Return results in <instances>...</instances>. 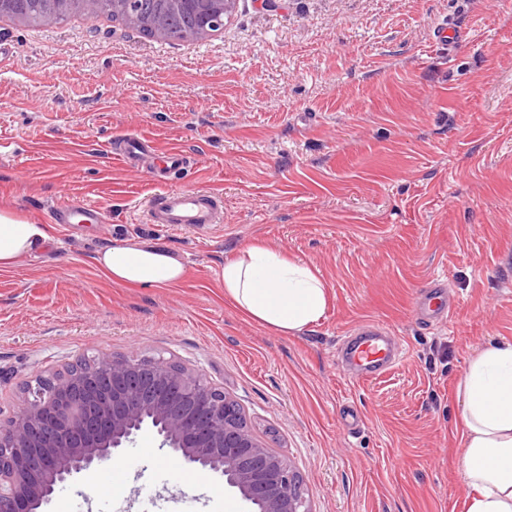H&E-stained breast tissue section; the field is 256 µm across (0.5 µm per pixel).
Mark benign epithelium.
Wrapping results in <instances>:
<instances>
[{"label":"benign epithelium","mask_w":512,"mask_h":512,"mask_svg":"<svg viewBox=\"0 0 512 512\" xmlns=\"http://www.w3.org/2000/svg\"><path fill=\"white\" fill-rule=\"evenodd\" d=\"M28 382L0 417V512H41L76 475L119 459L145 430L190 467L237 489L250 512H310L302 478L262 445L234 399L165 358L100 352Z\"/></svg>","instance_id":"1"}]
</instances>
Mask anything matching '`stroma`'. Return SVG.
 Instances as JSON below:
<instances>
[{
	"mask_svg": "<svg viewBox=\"0 0 512 512\" xmlns=\"http://www.w3.org/2000/svg\"><path fill=\"white\" fill-rule=\"evenodd\" d=\"M446 24L468 31L452 50L435 35ZM132 136L184 150L187 169L161 183L105 160ZM1 140L0 209L51 240L0 270V406L86 355L161 356L241 405L312 512H464L455 386L475 353L512 342V0H236L222 30L186 42L104 16L0 18ZM164 186L221 193L223 223H142ZM72 200L106 224L52 223ZM131 238L181 256L184 280L108 281L95 252ZM256 240L322 278L319 323L280 334L225 301L221 268ZM438 275L454 313L418 324L413 298ZM366 321L406 356L358 382L343 341ZM169 455L143 433L47 510L247 512L220 479L186 491Z\"/></svg>",
	"mask_w": 512,
	"mask_h": 512,
	"instance_id": "stroma-1",
	"label": "stroma"
}]
</instances>
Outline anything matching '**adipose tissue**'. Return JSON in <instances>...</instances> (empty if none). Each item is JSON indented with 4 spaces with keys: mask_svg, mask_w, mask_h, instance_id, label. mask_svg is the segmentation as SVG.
Returning a JSON list of instances; mask_svg holds the SVG:
<instances>
[{
    "mask_svg": "<svg viewBox=\"0 0 512 512\" xmlns=\"http://www.w3.org/2000/svg\"><path fill=\"white\" fill-rule=\"evenodd\" d=\"M50 239L47 225L0 209V270L19 267ZM95 262L113 284L159 288L181 282L180 256L154 243L128 239L98 251ZM224 298L253 322L296 334L320 322L328 306L324 282L306 264L260 242L225 262ZM461 404L460 465L468 493L465 512H512V342L472 356L456 386Z\"/></svg>",
    "mask_w": 512,
    "mask_h": 512,
    "instance_id": "obj_1",
    "label": "adipose tissue"
}]
</instances>
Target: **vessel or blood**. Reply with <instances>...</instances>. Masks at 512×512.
Listing matches in <instances>:
<instances>
[{
  "label": "vessel or blood",
  "mask_w": 512,
  "mask_h": 512,
  "mask_svg": "<svg viewBox=\"0 0 512 512\" xmlns=\"http://www.w3.org/2000/svg\"><path fill=\"white\" fill-rule=\"evenodd\" d=\"M114 160L133 166L141 156H150L157 173L171 174L186 168L188 157L184 151L173 149L157 152L153 144L144 138L130 137L112 149ZM224 199L221 195L195 189H164L152 195L142 210V221L146 224H166L175 228H206L221 223ZM53 219L58 224H100L104 221L101 210L84 202L56 206ZM454 301L447 282L434 278L420 291L415 309L419 323L431 325L452 313ZM346 359L356 369L358 377L368 378L384 373L397 365L403 357L400 347L392 337L374 323L360 327L346 342Z\"/></svg>",
  "instance_id": "vessel-or-blood-1"
}]
</instances>
